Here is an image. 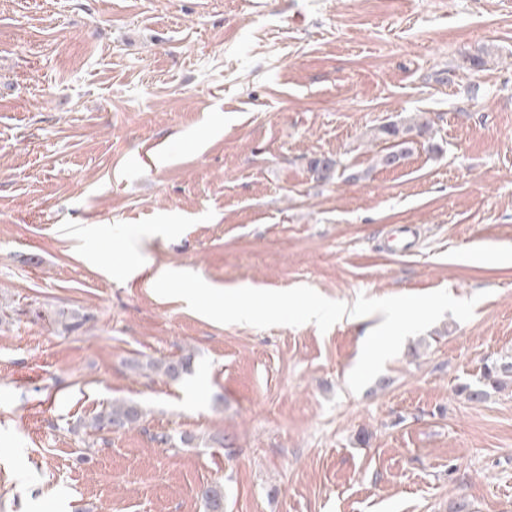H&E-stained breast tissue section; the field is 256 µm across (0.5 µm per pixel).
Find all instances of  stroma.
I'll list each match as a JSON object with an SVG mask.
<instances>
[{"instance_id": "35a3bbf8", "label": "stroma", "mask_w": 512, "mask_h": 512, "mask_svg": "<svg viewBox=\"0 0 512 512\" xmlns=\"http://www.w3.org/2000/svg\"><path fill=\"white\" fill-rule=\"evenodd\" d=\"M477 251L512 253V0H0V512H512V381L462 391L512 361ZM198 280L360 316L210 315ZM427 132L428 123L423 121L412 120L402 125L401 128L397 123L380 126L377 133L373 135V138L380 140L388 146L382 148L380 153H383L378 156V161L385 166L399 164L401 160L411 153L409 144L414 143V136L423 137ZM400 135H402V140H399ZM409 136L410 138H407ZM191 356H185L178 361H152L146 365L147 369L163 372L164 375L172 380H176L183 373H186L190 367ZM141 418V412L132 404L120 403L101 410L93 419L92 427L97 430L112 429V426H120L119 429L137 423Z\"/></svg>"}]
</instances>
